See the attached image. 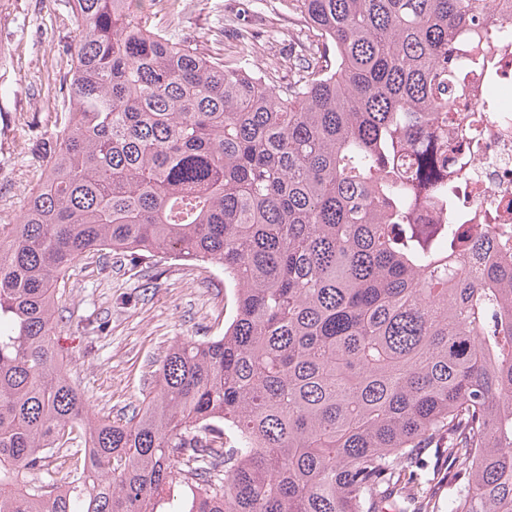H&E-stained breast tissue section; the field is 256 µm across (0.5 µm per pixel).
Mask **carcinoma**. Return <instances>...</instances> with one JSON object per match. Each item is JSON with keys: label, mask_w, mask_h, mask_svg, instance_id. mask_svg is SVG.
I'll list each match as a JSON object with an SVG mask.
<instances>
[{"label": "carcinoma", "mask_w": 512, "mask_h": 512, "mask_svg": "<svg viewBox=\"0 0 512 512\" xmlns=\"http://www.w3.org/2000/svg\"><path fill=\"white\" fill-rule=\"evenodd\" d=\"M70 106L0 225V512H512V224L423 225L470 134L449 82L512 47L487 0H291L310 32L252 68L133 0H72ZM107 250L210 262L221 336L173 344L147 404L89 413L55 288ZM447 471L403 483L418 448ZM61 459L52 466L48 459Z\"/></svg>", "instance_id": "cac0c4a2"}]
</instances>
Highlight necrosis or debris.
<instances>
[{"instance_id":"necrosis-or-debris-1","label":"necrosis or debris","mask_w":512,"mask_h":512,"mask_svg":"<svg viewBox=\"0 0 512 512\" xmlns=\"http://www.w3.org/2000/svg\"><path fill=\"white\" fill-rule=\"evenodd\" d=\"M485 80L475 72L454 79L453 90L470 123V149L462 159L453 206L444 215L421 212V223L464 224L471 214L491 211L512 222V100L502 111H487L482 101Z\"/></svg>"}]
</instances>
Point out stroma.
<instances>
[{"label":"stroma","mask_w":512,"mask_h":512,"mask_svg":"<svg viewBox=\"0 0 512 512\" xmlns=\"http://www.w3.org/2000/svg\"><path fill=\"white\" fill-rule=\"evenodd\" d=\"M258 32L253 66L287 57L301 40L286 0H190L177 35L233 59L225 17ZM77 21L72 0H0V225L18 223L41 184L48 148L69 106ZM234 288L215 265L157 254L135 266L111 254L77 262L56 288L55 322L70 381L89 411L114 419L151 397L178 340L223 334Z\"/></svg>","instance_id":"stroma-1"}]
</instances>
